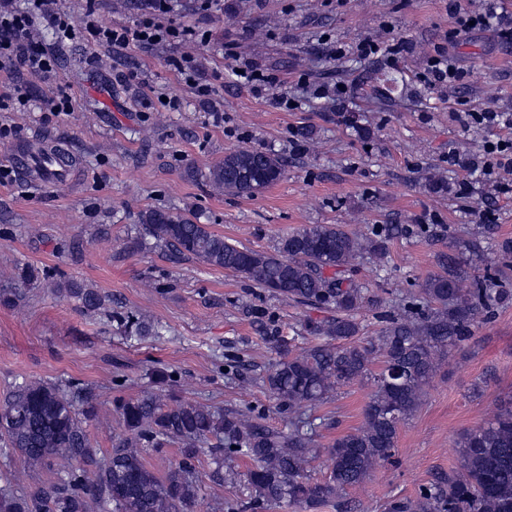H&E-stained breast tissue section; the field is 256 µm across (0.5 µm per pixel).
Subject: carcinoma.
<instances>
[{
	"mask_svg": "<svg viewBox=\"0 0 512 512\" xmlns=\"http://www.w3.org/2000/svg\"><path fill=\"white\" fill-rule=\"evenodd\" d=\"M39 151L65 172L74 164L62 147L41 145ZM285 171L286 162L275 154L238 148L224 154L208 179L218 193L255 196ZM404 233L400 224L371 234L353 233L340 224H305L268 252L232 243L179 212H141L139 235L129 241V249L138 250L150 239L175 259L192 258L294 302L333 311L330 318L305 325L309 336L325 342L283 354L263 383L279 408L290 411L316 406L354 381L366 382L371 392L364 423L321 450L309 421L277 430L242 410L213 408L162 390L116 402L123 437L101 456L83 426L95 416L96 405L82 381H24L0 404V455L17 452L35 469L51 458L61 464L56 477L30 495L1 487L0 512H191L200 489L195 461L207 448L218 455V479L238 476L232 466L236 458L252 462L246 479L258 502L308 509L324 503L344 506L348 490L392 460L400 427L419 406L440 358L471 339L496 309L512 305L511 288L490 273L469 271L466 254L477 252L479 239L497 233L496 225L479 224L468 239L450 237L441 271L420 284L419 301L388 315L375 342L363 345L356 340L363 289L344 273L360 258L382 257L389 240ZM43 277L51 275L31 266L17 269L10 277L13 287L0 290V301L23 300L26 287ZM53 285L89 316L104 311L109 301L72 280ZM118 323L130 338L148 331L143 318L132 312L118 316ZM376 357L380 368L374 371ZM162 441L181 444V458L159 477L146 466L143 449ZM456 447L457 468L422 487L414 500H391L386 512H512V398L501 401L484 426L461 433ZM320 453L326 456L327 475L312 482L308 467Z\"/></svg>",
	"mask_w": 512,
	"mask_h": 512,
	"instance_id": "1",
	"label": "carcinoma"
}]
</instances>
